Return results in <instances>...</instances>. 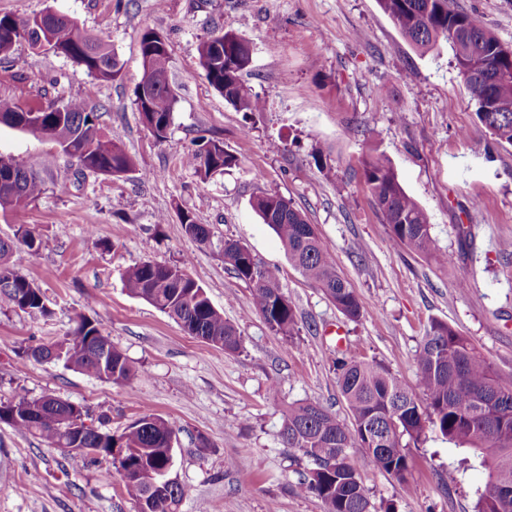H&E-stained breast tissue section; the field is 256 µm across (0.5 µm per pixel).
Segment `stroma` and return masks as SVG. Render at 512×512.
I'll list each match as a JSON object with an SVG mask.
<instances>
[{
  "label": "stroma",
  "instance_id": "stroma-1",
  "mask_svg": "<svg viewBox=\"0 0 512 512\" xmlns=\"http://www.w3.org/2000/svg\"><path fill=\"white\" fill-rule=\"evenodd\" d=\"M475 13L512 45V0H448ZM53 10L107 43L121 64L101 80L84 66L21 46L0 60V97L29 102L81 98L101 108L105 134L120 141L134 170L122 178L79 168L51 140L0 125V154L36 171L44 192L0 210V238L36 228V255L13 261L46 294L51 313L32 316L0 298V401L46 394L79 404L89 424L108 416L120 434L151 408L177 431L172 478L183 487L179 512H322L295 492L307 458L279 442L288 405L312 400L343 422L351 415L334 363L339 353L387 367L418 391L416 352L431 321L468 336L500 372L512 374V145L496 141L476 117L447 43L417 48L378 0H0V14L24 20ZM152 29L170 47L176 96L165 139H155L135 105L143 68L139 35ZM238 34L252 47L243 73L264 108L243 112L207 82L199 43ZM216 140L239 167L201 179L185 158ZM388 159L426 212L445 263L395 248L363 177V160ZM326 158L331 173L318 171ZM277 193L315 224L338 271L365 313L345 318L290 264L275 233L252 207ZM213 232L189 238L179 211ZM232 239L279 267L298 330L282 336L249 313L250 289L226 269ZM144 260L187 263L244 339L227 354L187 335L133 296L123 275ZM467 289H460V282ZM94 321L128 358L134 374L116 385L58 362L20 361L18 349L62 340L79 317ZM346 336L336 348V328ZM208 447H201V440ZM412 493L353 449L374 505L397 512H473L482 468L448 470L461 456L434 431L409 442ZM0 512H136L111 458L97 461L41 444L0 423Z\"/></svg>",
  "mask_w": 512,
  "mask_h": 512
}]
</instances>
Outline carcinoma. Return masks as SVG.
Wrapping results in <instances>:
<instances>
[{
  "instance_id": "cac0c4a2",
  "label": "carcinoma",
  "mask_w": 512,
  "mask_h": 512,
  "mask_svg": "<svg viewBox=\"0 0 512 512\" xmlns=\"http://www.w3.org/2000/svg\"><path fill=\"white\" fill-rule=\"evenodd\" d=\"M401 34L417 47L429 50L446 41L454 57L476 116L497 140L512 143V51L476 14L448 8V0H378ZM16 19L0 16V59H8L25 42L33 50L50 46L53 53L86 68L91 75L112 80L120 72L112 49L80 30L74 22H57L47 11L26 20L23 32ZM157 32L147 30L140 38L143 75L139 86L150 90L146 100L135 103L144 125L157 139L166 137L172 122L175 96L168 75V45L158 43ZM211 36L198 47L199 62L208 83L224 100L244 112H259L261 101L242 80L252 59L248 43L224 33V49ZM36 112L48 138L75 159L83 170L120 173L133 170L122 146L104 134L97 107L72 99L62 106L50 101L23 108L0 98V124L16 127V118ZM239 158L223 144L209 141L207 150L189 154L186 164L206 179L216 172L239 166ZM364 179L376 208L389 226L390 240L435 260L441 259L431 233V224L420 205L405 191L393 166L380 156L364 161ZM0 176L14 179V188H0V208L20 206L35 200L42 181L32 171L0 154ZM252 206L280 239L292 266L307 281L321 288L349 320L364 314V308L349 282L336 270L314 225L290 201L277 193L257 196ZM185 234L199 244L211 243V230L197 223L189 211L180 213ZM30 255L38 253L41 240L35 231L20 225L14 239L0 238V296L28 314L46 316L50 310L41 289L21 274L11 261L15 245ZM224 265L249 285L250 308L276 334L291 336L297 329L292 302L280 288V270L264 263L247 246L226 240ZM128 291L178 323L194 336L227 354L243 349V338L224 321L204 288L185 267L145 261L124 274ZM56 354L68 368L102 381L122 384L133 375L125 354L92 322L82 318L72 333L60 342L22 352L24 360ZM420 387L425 400L402 386L388 368L374 361L342 357L336 361L338 386L351 413L352 424L340 422L316 401L288 407L279 436L283 446L303 453L311 467L300 473L296 492L320 500L323 512H375L363 484L352 448H361L381 471L394 476L405 493L409 455L402 445L408 436L419 440L432 429L468 452L466 465L475 461L487 472L483 489L476 491L475 512H512V375L493 367L470 338L447 323L435 320L426 330L417 354ZM89 413L82 406L44 395L0 402V422L41 443L66 449L71 446L72 427L84 425ZM109 418H99V432L88 431L80 447L112 458L128 497L144 505L143 512H178L184 490L160 489L149 474L166 469L169 442L175 429L152 410H144L120 435L105 429Z\"/></svg>"
}]
</instances>
